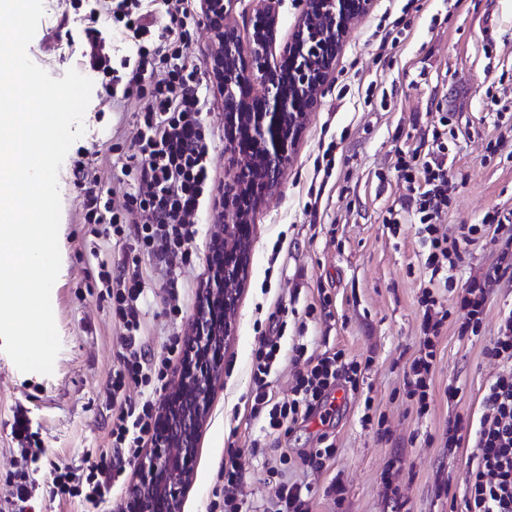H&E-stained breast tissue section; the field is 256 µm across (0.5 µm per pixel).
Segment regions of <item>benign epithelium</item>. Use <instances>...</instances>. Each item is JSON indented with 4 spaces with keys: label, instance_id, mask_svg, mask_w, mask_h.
Listing matches in <instances>:
<instances>
[{
    "label": "benign epithelium",
    "instance_id": "1",
    "mask_svg": "<svg viewBox=\"0 0 512 512\" xmlns=\"http://www.w3.org/2000/svg\"><path fill=\"white\" fill-rule=\"evenodd\" d=\"M282 0H259L247 39L224 0H206L217 44L209 71L224 85L226 152L235 162L224 188V236L212 243L210 277L196 305L177 388L164 401L153 447L138 461L121 512H182L197 436L221 380L224 341L236 327L238 291L250 266L252 215L279 185L308 114L352 23L374 0H304L289 40L277 44Z\"/></svg>",
    "mask_w": 512,
    "mask_h": 512
}]
</instances>
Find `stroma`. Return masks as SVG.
I'll return each mask as SVG.
<instances>
[{
	"mask_svg": "<svg viewBox=\"0 0 512 512\" xmlns=\"http://www.w3.org/2000/svg\"><path fill=\"white\" fill-rule=\"evenodd\" d=\"M78 30L70 0H44V16L27 49L30 60L57 79L80 68L79 46L68 41ZM389 31L398 35L397 46L382 45ZM139 107V99H132L121 116L92 98L86 131L59 169L61 268L51 303L61 350L49 375L20 372L0 353V501L12 491L13 473L26 468L10 435L21 406L30 411L44 450L33 475L37 512H87L78 501L51 498V480L57 466L85 465L88 453L109 444L113 407L107 389L125 346L110 303L99 300L86 270L96 259L121 262L126 248L94 237L83 223L73 169L78 150H87L101 177L115 182V202H122L121 164ZM502 110L512 116V0H376L352 25L292 164L253 214L237 330L224 345L223 377L198 435L183 512H207L214 490L224 485L221 472L232 448L240 452V492L259 512L273 493L264 482L266 463L283 452L292 457L318 447L323 434L336 452L323 469L305 474L314 512H462L469 451L448 452L443 434L449 417L474 424L481 415L484 387L494 371L485 348L500 312L512 308V278L489 296L478 336L459 338L456 324H449L438 344L429 412L417 415L405 380L421 339L419 299L429 271L415 234L417 219L401 210L409 191L396 165L399 151L420 146L432 129H445L455 190L444 227L478 224L486 215L512 210V146L498 142ZM206 124L213 133L215 187L199 217L197 259L168 273L142 263L145 334L156 351L168 337H190L198 294L210 275V245L224 233L220 199L233 169L225 152L223 96H211ZM329 147L335 166L324 182L314 171ZM317 197L322 203L311 209ZM394 210L400 223L392 230L387 222ZM278 240L283 249L275 259L271 249ZM324 293L331 303L322 313ZM172 294L182 307L174 321L163 314ZM280 302L290 310L283 349L303 342L320 351H344L346 360L363 363V387L385 414L389 438L363 425V404L349 395L328 402V421L298 423L278 446L253 453L258 427L248 418L245 395L257 345L254 323L267 320ZM451 385L458 389L452 398L446 394ZM395 459L400 466L393 481L401 488L396 501L384 487L385 470ZM445 479L450 493L441 496L437 486Z\"/></svg>",
	"mask_w": 512,
	"mask_h": 512,
	"instance_id": "obj_1",
	"label": "stroma"
}]
</instances>
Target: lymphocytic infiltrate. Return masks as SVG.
Instances as JSON below:
<instances>
[{"mask_svg": "<svg viewBox=\"0 0 512 512\" xmlns=\"http://www.w3.org/2000/svg\"><path fill=\"white\" fill-rule=\"evenodd\" d=\"M154 0H72L84 27L80 35L81 64L103 74L102 94L113 107L130 98L142 100L136 116L130 154L122 166L127 185L122 204L112 202V188L104 186L95 169L77 162L74 177L83 196V220L95 235L126 244L116 267L101 262L87 276L97 281L112 300V312L123 331L127 353L112 373V398L121 400L133 387L166 390L169 358L181 350L179 339H169L165 356H156L142 338L145 280L142 259L159 268L190 264L192 243L198 234V213L213 191L212 158L205 126L210 88L201 67L192 58L200 21L195 0H163L167 22H154ZM120 29L130 45L120 65L128 80L124 87L112 81V48L103 27ZM398 170L406 183L415 185L413 204L419 216L417 232L427 251L430 272L420 299L422 323L420 348L409 364L406 384L416 397L418 414L428 409V389L436 365L437 342L450 312L440 300L441 289L461 285L460 307L465 311L459 335L478 333L483 307L512 268V217L470 226L454 234L440 221L448 208L453 175L447 145L432 134L426 152L409 151L399 159ZM501 246L495 265L480 275L458 283L459 268L469 246L480 241ZM281 333L265 332L251 361L252 385L246 403L250 418L267 437H277L293 424L308 420L324 408L337 387L360 390L361 369L344 360L340 351H310L307 344L292 347L296 370L288 400H277L269 377L281 354ZM497 371L482 396L483 413L473 431H464L461 418L448 423L445 445L469 447L468 477L463 502L465 512H512V309L501 313L496 333L487 347ZM157 427L152 399L141 407L120 408L112 418L110 449L101 451L85 476L75 481L70 468L55 469L52 493L80 497L92 505L112 494V455L125 453L134 464L139 450L152 439ZM266 484L273 496L263 512H311L308 483L289 477L283 466H268Z\"/></svg>", "mask_w": 512, "mask_h": 512, "instance_id": "lymphocytic-infiltrate-1", "label": "lymphocytic infiltrate"}]
</instances>
